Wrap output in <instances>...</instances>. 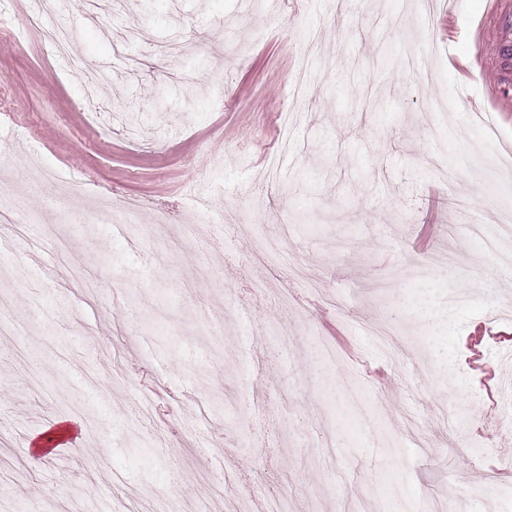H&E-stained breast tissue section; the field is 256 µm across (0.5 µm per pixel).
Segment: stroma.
<instances>
[{
    "label": "stroma",
    "instance_id": "1",
    "mask_svg": "<svg viewBox=\"0 0 512 512\" xmlns=\"http://www.w3.org/2000/svg\"><path fill=\"white\" fill-rule=\"evenodd\" d=\"M339 3L0 0V188L21 201L0 225V512H422L448 491L512 512L487 417L512 316L454 211L512 215L485 0ZM48 26L96 92L41 54ZM423 224L455 272L415 251ZM72 418L78 443L26 454Z\"/></svg>",
    "mask_w": 512,
    "mask_h": 512
}]
</instances>
